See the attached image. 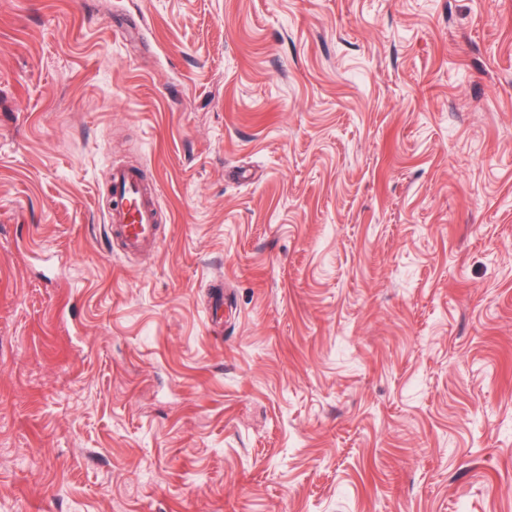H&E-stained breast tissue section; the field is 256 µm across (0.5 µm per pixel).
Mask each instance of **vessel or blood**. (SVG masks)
Returning <instances> with one entry per match:
<instances>
[{
	"label": "vessel or blood",
	"mask_w": 512,
	"mask_h": 512,
	"mask_svg": "<svg viewBox=\"0 0 512 512\" xmlns=\"http://www.w3.org/2000/svg\"><path fill=\"white\" fill-rule=\"evenodd\" d=\"M112 203L105 213L111 237L121 239L129 250L158 247V211L154 191L136 169L116 166L109 175Z\"/></svg>",
	"instance_id": "1"
}]
</instances>
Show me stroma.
Segmentation results:
<instances>
[{
  "label": "stroma",
  "mask_w": 512,
  "mask_h": 512,
  "mask_svg": "<svg viewBox=\"0 0 512 512\" xmlns=\"http://www.w3.org/2000/svg\"><path fill=\"white\" fill-rule=\"evenodd\" d=\"M0 512H512V0H0ZM109 183L112 203L105 217L110 236L121 239L128 250L157 248L154 190L143 183L136 169L125 166H112Z\"/></svg>",
  "instance_id": "35a3bbf8"
}]
</instances>
